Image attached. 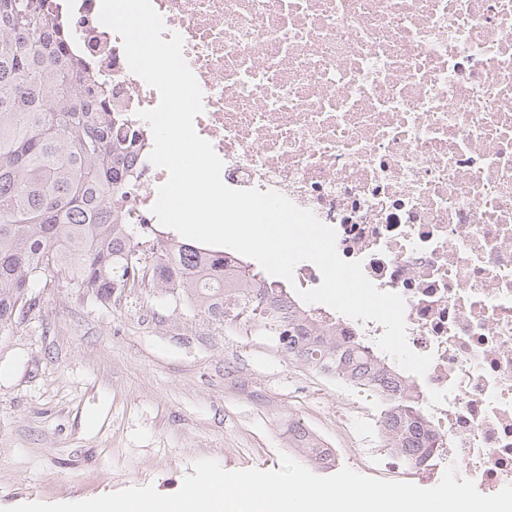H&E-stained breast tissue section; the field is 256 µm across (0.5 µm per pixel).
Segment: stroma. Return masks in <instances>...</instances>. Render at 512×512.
<instances>
[{"label": "stroma", "instance_id": "stroma-1", "mask_svg": "<svg viewBox=\"0 0 512 512\" xmlns=\"http://www.w3.org/2000/svg\"><path fill=\"white\" fill-rule=\"evenodd\" d=\"M32 294L35 306L0 334V507L148 485L168 495L202 458L271 471L286 454L325 475L289 447L288 425L335 441L347 386L270 337L225 330L148 287L111 304L61 280ZM374 450L372 469L349 450L335 466L409 481L395 449Z\"/></svg>", "mask_w": 512, "mask_h": 512}]
</instances>
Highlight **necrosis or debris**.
I'll list each match as a JSON object with an SVG mask.
<instances>
[{
	"label": "necrosis or debris",
	"instance_id": "obj_1",
	"mask_svg": "<svg viewBox=\"0 0 512 512\" xmlns=\"http://www.w3.org/2000/svg\"><path fill=\"white\" fill-rule=\"evenodd\" d=\"M203 91L196 132L238 190H274L336 232L341 258L405 300L403 373L436 443L485 495L512 485V0H152ZM71 55L139 134L131 224L167 179L100 0H46Z\"/></svg>",
	"mask_w": 512,
	"mask_h": 512
}]
</instances>
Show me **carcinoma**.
<instances>
[{
	"mask_svg": "<svg viewBox=\"0 0 512 512\" xmlns=\"http://www.w3.org/2000/svg\"><path fill=\"white\" fill-rule=\"evenodd\" d=\"M69 40L44 0H0V333L52 277L110 303L150 286L189 302L207 320L270 336L292 361L368 391L381 406L386 447L409 468L433 438L397 371L364 342L341 338L283 285L224 251L155 237L124 223L139 173L134 132L120 130L97 78L65 51ZM293 448H309L299 425Z\"/></svg>",
	"mask_w": 512,
	"mask_h": 512,
	"instance_id": "carcinoma-1",
	"label": "carcinoma"
}]
</instances>
